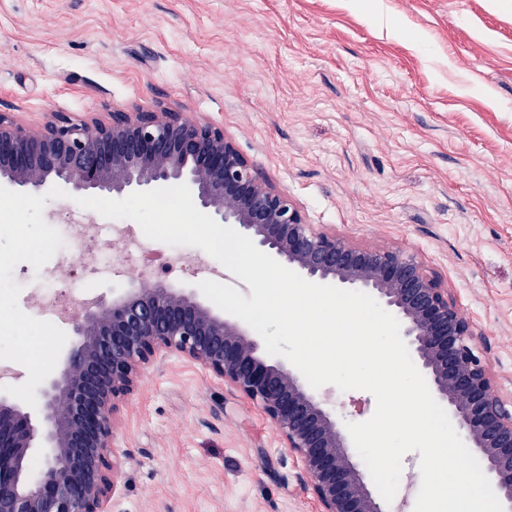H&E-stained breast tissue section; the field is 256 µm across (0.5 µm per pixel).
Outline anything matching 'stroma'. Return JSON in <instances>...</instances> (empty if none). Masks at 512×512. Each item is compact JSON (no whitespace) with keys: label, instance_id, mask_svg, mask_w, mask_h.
I'll use <instances>...</instances> for the list:
<instances>
[{"label":"stroma","instance_id":"obj_1","mask_svg":"<svg viewBox=\"0 0 512 512\" xmlns=\"http://www.w3.org/2000/svg\"><path fill=\"white\" fill-rule=\"evenodd\" d=\"M162 106L222 126L308 223L415 256L489 343L512 396V0H0V113L35 126ZM166 280L217 262L156 243ZM77 249L14 272L40 317L47 285L110 295ZM340 422L374 396L330 390ZM110 512H314L310 479L251 401L165 356L121 406Z\"/></svg>","mask_w":512,"mask_h":512}]
</instances>
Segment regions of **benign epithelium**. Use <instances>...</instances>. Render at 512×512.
<instances>
[{
  "instance_id": "benign-epithelium-1",
  "label": "benign epithelium",
  "mask_w": 512,
  "mask_h": 512,
  "mask_svg": "<svg viewBox=\"0 0 512 512\" xmlns=\"http://www.w3.org/2000/svg\"><path fill=\"white\" fill-rule=\"evenodd\" d=\"M188 185L196 207L304 279L360 288L401 325L435 400L512 508V398L495 391L473 323L415 257L353 245L306 222L224 128L166 109L75 119L54 112L36 130L0 113V186L121 199ZM77 341L32 408L0 395V512H108L115 490L114 417L145 367L175 353L257 405L311 479L316 512H388L367 485L330 399L271 362L243 321L194 288L139 281L71 320ZM46 468L32 473L37 449Z\"/></svg>"
}]
</instances>
